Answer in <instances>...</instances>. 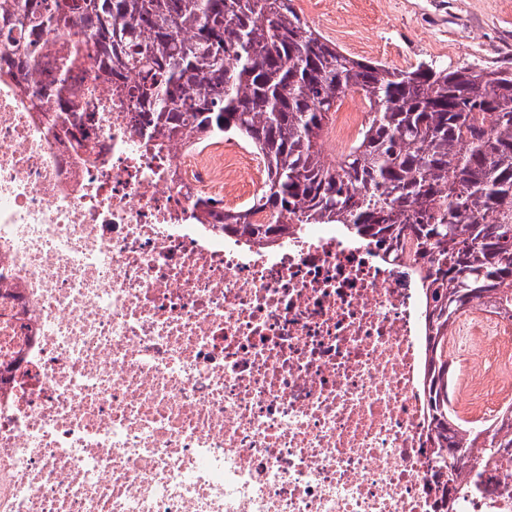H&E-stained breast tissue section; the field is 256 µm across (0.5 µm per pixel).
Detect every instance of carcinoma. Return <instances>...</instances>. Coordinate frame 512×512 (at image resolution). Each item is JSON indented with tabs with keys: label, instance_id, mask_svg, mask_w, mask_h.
Returning a JSON list of instances; mask_svg holds the SVG:
<instances>
[{
	"label": "carcinoma",
	"instance_id": "carcinoma-1",
	"mask_svg": "<svg viewBox=\"0 0 512 512\" xmlns=\"http://www.w3.org/2000/svg\"><path fill=\"white\" fill-rule=\"evenodd\" d=\"M25 39L26 67L57 65L54 107L77 108L68 70L94 60V79L139 109L158 145L244 140L265 162L263 188L226 212L207 198L208 232L277 245L307 224H340L382 261L410 248L425 304L426 444L450 503L500 492L512 465V408L466 422L448 410V332L478 302L512 311V70L355 59L292 0H0ZM77 37H52L69 25ZM368 106L354 143L330 166L323 137L342 98ZM263 213L265 221L252 222Z\"/></svg>",
	"mask_w": 512,
	"mask_h": 512
}]
</instances>
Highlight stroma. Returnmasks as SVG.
Masks as SVG:
<instances>
[{
  "label": "stroma",
  "instance_id": "stroma-1",
  "mask_svg": "<svg viewBox=\"0 0 512 512\" xmlns=\"http://www.w3.org/2000/svg\"><path fill=\"white\" fill-rule=\"evenodd\" d=\"M344 52L403 70L512 68V0H293Z\"/></svg>",
  "mask_w": 512,
  "mask_h": 512
}]
</instances>
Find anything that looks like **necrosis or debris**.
<instances>
[{
    "instance_id": "necrosis-or-debris-1",
    "label": "necrosis or debris",
    "mask_w": 512,
    "mask_h": 512,
    "mask_svg": "<svg viewBox=\"0 0 512 512\" xmlns=\"http://www.w3.org/2000/svg\"><path fill=\"white\" fill-rule=\"evenodd\" d=\"M77 146L50 74H0V512H446L405 260L332 224L270 250L202 236L255 150L154 149L74 70ZM457 400L512 393V317L464 323Z\"/></svg>"
}]
</instances>
